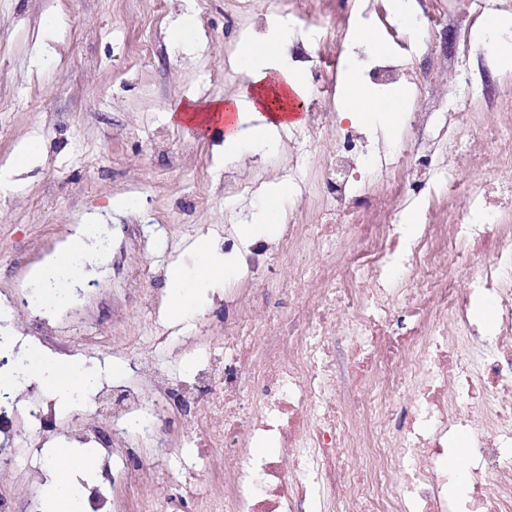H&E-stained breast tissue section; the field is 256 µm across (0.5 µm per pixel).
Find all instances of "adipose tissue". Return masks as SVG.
<instances>
[{
	"mask_svg": "<svg viewBox=\"0 0 512 512\" xmlns=\"http://www.w3.org/2000/svg\"><path fill=\"white\" fill-rule=\"evenodd\" d=\"M287 51L288 39L276 29L264 42L246 45L237 58L239 68L249 77L248 86L241 97L216 99L202 105L192 104L183 112L169 113V120L177 124L192 122L199 126L225 121L222 151L227 157L237 156L245 144L270 140L278 129L289 125L288 100L304 99L306 93L300 73L287 62ZM346 99L354 112H384L392 116L404 109L401 99L373 96L352 73L346 78ZM89 237L86 231L72 237L64 250L36 269L34 276L40 285L48 286L50 278L57 274L76 273L83 264L85 241ZM192 250L198 259L194 277H187L176 264L170 266L167 272L169 309L176 317L204 303L209 289L224 285L227 262L224 254L204 239L196 241ZM34 372L46 386L52 388L59 404L65 408L72 404L75 393L91 392L98 383L95 368L79 370L51 356L39 358ZM56 457L65 462L76 458L80 464L70 478L50 474L43 494L44 512H74L73 503L64 488L92 476L98 469V462L91 449L69 445L57 448Z\"/></svg>",
	"mask_w": 512,
	"mask_h": 512,
	"instance_id": "1",
	"label": "adipose tissue"
}]
</instances>
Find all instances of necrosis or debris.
<instances>
[{
  "label": "necrosis or debris",
  "instance_id": "1",
  "mask_svg": "<svg viewBox=\"0 0 512 512\" xmlns=\"http://www.w3.org/2000/svg\"><path fill=\"white\" fill-rule=\"evenodd\" d=\"M312 2L277 0L307 37L334 43L324 65L335 78L352 54L344 43L351 21L373 15L364 9L335 19L314 12ZM385 29L399 57L370 55L363 65L382 87L397 81L402 58L415 49L394 24ZM453 120L468 131V171L481 172L480 180L451 170L413 181L396 164L374 166L368 137L353 126L337 128L339 147L322 166L307 153L293 156L291 167L312 173L314 188L289 210L273 248L284 278L270 280L268 269L247 259L248 293L229 296L235 314L223 336L194 335L179 374L143 360L139 340H129L130 385L116 391L101 382L77 429L45 412L52 391L27 375L13 337L1 336L9 355L0 368L11 381L0 388V478L36 474L57 440L72 436L96 448L121 478L130 473L128 449L142 442L155 459L192 449L197 465L221 473L224 484L215 494L198 483L196 512H512V246L501 235L512 218V119L482 124L471 104ZM376 182L386 184L385 194L373 193ZM411 199L424 227L404 247L395 225ZM308 208L317 211L316 223H302ZM340 242L344 259L307 261L308 250L327 252ZM451 259L470 269L466 292L441 272ZM305 281L317 284L314 298L297 296L296 284ZM269 287L287 296L288 309L255 314L257 292ZM474 296L495 305L493 346L468 314ZM452 328L467 350L449 345ZM339 336L357 345L365 366L351 382L356 396L348 407L326 374ZM410 391L417 398L407 414L399 399ZM255 401L262 414L254 419L241 408ZM458 431L474 436L473 480L468 501L453 505L448 439ZM263 446L268 454L257 455ZM350 454L358 468L349 467Z\"/></svg>",
  "mask_w": 512,
  "mask_h": 512
}]
</instances>
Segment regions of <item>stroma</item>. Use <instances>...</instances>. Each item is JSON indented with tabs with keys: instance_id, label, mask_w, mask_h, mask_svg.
<instances>
[{
	"instance_id": "obj_1",
	"label": "stroma",
	"mask_w": 512,
	"mask_h": 512,
	"mask_svg": "<svg viewBox=\"0 0 512 512\" xmlns=\"http://www.w3.org/2000/svg\"><path fill=\"white\" fill-rule=\"evenodd\" d=\"M445 4L447 22L434 35L416 24L406 29L417 54L406 59L393 92L417 113L413 129L379 114L351 115L344 105L332 108L310 95L307 103L329 113L313 139L317 156L335 152L338 125L353 124L370 134L375 153L404 165L423 161L424 177L465 168L466 156L448 153L460 135L448 115L478 93L497 92L500 68L488 61L480 30L487 15L512 16V0H487L480 12L473 0ZM186 15L199 43L193 52L169 36ZM280 18L269 0H253L244 16L228 0H0V172H11L28 141L40 142L29 169L0 191V300L28 285L31 269L95 217L112 242L106 267L97 291L61 331L78 351L87 337L111 332L113 386L132 375L122 356L125 337L140 339L143 358L176 372L185 352L157 344L158 332L181 326L217 336L234 314L224 291L241 284L242 252L264 240L241 229L283 182L271 155L287 161L302 144L284 129L273 149L249 144L227 160L218 150L220 134L198 135L167 114L192 101L239 94L249 82L237 66L241 46L258 41ZM442 69L468 80L417 84L418 71ZM244 179L257 182L255 195L239 194ZM202 196L208 206L198 205ZM202 237L229 247L231 273L204 307L176 320L167 313L166 272L175 261L192 269L190 246ZM146 265L154 272L147 283L151 317L128 303L139 284L136 272Z\"/></svg>"
}]
</instances>
